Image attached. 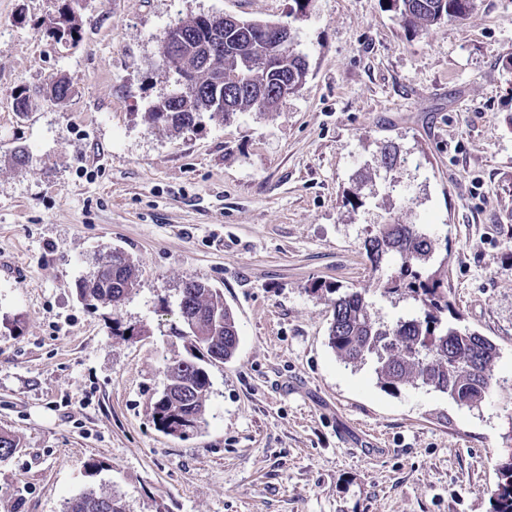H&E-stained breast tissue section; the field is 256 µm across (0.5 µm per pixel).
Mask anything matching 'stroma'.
I'll list each match as a JSON object with an SVG mask.
<instances>
[{"label": "stroma", "instance_id": "obj_1", "mask_svg": "<svg viewBox=\"0 0 512 512\" xmlns=\"http://www.w3.org/2000/svg\"><path fill=\"white\" fill-rule=\"evenodd\" d=\"M62 3L0 0V429L20 441L0 512L91 490L124 512H492L512 457V0L418 33L387 0H72L80 34L60 41ZM200 14L289 25L305 83L272 112L150 126L175 88L163 33ZM55 75L66 101L15 112ZM390 143L401 162L377 172ZM410 222L438 241L450 316L500 349L480 409L385 391L328 345L329 290L373 287L364 239ZM110 248L139 284L86 305ZM190 278L240 342L178 437L150 406L185 354Z\"/></svg>", "mask_w": 512, "mask_h": 512}]
</instances>
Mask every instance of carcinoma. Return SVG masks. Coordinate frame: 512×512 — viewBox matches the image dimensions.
I'll use <instances>...</instances> for the list:
<instances>
[{
	"instance_id": "obj_1",
	"label": "carcinoma",
	"mask_w": 512,
	"mask_h": 512,
	"mask_svg": "<svg viewBox=\"0 0 512 512\" xmlns=\"http://www.w3.org/2000/svg\"><path fill=\"white\" fill-rule=\"evenodd\" d=\"M473 5V0H389V8L415 32L445 19H463ZM262 26V22L241 20L217 31L207 15L169 26L161 39L160 58H165L167 43L184 38L182 65L196 71V82L175 88L172 99L164 104L167 111L158 112L153 105L145 120L153 126L183 130L196 126L203 112L212 119H225L237 112L258 111V90L269 91L284 80L298 91L308 72L305 56L288 43L278 49L277 66H268L255 35ZM75 33L79 30L67 3L59 12L54 34L61 40ZM235 68L243 72V83L224 88V107L211 106L217 74ZM68 95L69 84L63 78L44 87L21 88L15 93V109L26 114L42 100L56 103ZM363 247L373 271L379 274V295L405 291L417 312L385 322L376 316L375 302L366 298V292L337 295L331 299L328 328V345L336 358L353 367L372 362L377 383L387 391L425 388L447 395L460 407H479L491 392L499 347L477 332L443 320L450 308L448 282L439 271L430 269L436 240L421 224H379ZM103 261L111 265L112 272L94 271L78 291L80 299L91 306L116 302L138 285V269L126 253L119 257L108 253ZM178 308L186 314L179 336L186 342L188 357L178 375L168 380L169 392L159 395L151 410L160 427L183 420L194 432L204 414L208 367L216 363L211 356L215 352L223 356L221 364L232 358L239 331L223 294L200 280L184 282ZM17 448L19 441L1 430L0 461L12 457ZM502 477L492 493L493 512H512V461L503 466ZM67 512H123V508L116 498L90 491L68 502Z\"/></svg>"
}]
</instances>
